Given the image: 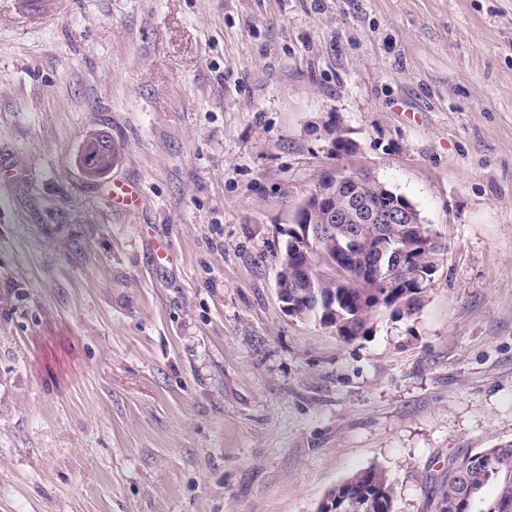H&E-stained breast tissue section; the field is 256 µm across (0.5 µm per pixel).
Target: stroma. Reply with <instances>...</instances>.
Wrapping results in <instances>:
<instances>
[{"instance_id": "35a3bbf8", "label": "stroma", "mask_w": 512, "mask_h": 512, "mask_svg": "<svg viewBox=\"0 0 512 512\" xmlns=\"http://www.w3.org/2000/svg\"><path fill=\"white\" fill-rule=\"evenodd\" d=\"M1 163L0 512H316L370 466L446 512L512 441V0H0ZM350 172L447 248L347 342L276 280ZM108 193L112 204L123 209H135L140 206L141 197L138 190L130 184L113 182Z\"/></svg>"}]
</instances>
